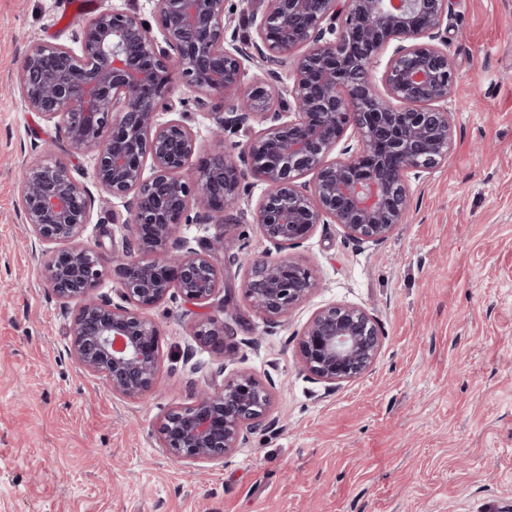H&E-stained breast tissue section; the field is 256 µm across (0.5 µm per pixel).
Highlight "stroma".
<instances>
[{
  "mask_svg": "<svg viewBox=\"0 0 512 512\" xmlns=\"http://www.w3.org/2000/svg\"><path fill=\"white\" fill-rule=\"evenodd\" d=\"M71 2L0 0V512H512V0H449L448 159L411 181L409 210L381 244L330 223L289 249L316 286L288 322L253 311L244 270L226 263L265 255L258 224L178 227L194 245L223 236L213 262L225 290L149 310L160 362L138 399L70 357L72 309L46 283L20 202L26 166L65 164L91 187L82 243L122 255L126 212L91 186L94 152H70L15 82L33 44L74 46L90 17ZM171 97L159 119L187 114L190 177L216 150V120L234 99L179 78ZM331 303L366 309L384 336L373 368L333 389L298 358L304 325ZM213 316L234 329L220 350L194 336ZM243 372L271 390L268 429L221 460L172 459L159 417Z\"/></svg>",
  "mask_w": 512,
  "mask_h": 512,
  "instance_id": "stroma-1",
  "label": "stroma"
}]
</instances>
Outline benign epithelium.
Masks as SVG:
<instances>
[{
  "label": "benign epithelium",
  "mask_w": 512,
  "mask_h": 512,
  "mask_svg": "<svg viewBox=\"0 0 512 512\" xmlns=\"http://www.w3.org/2000/svg\"><path fill=\"white\" fill-rule=\"evenodd\" d=\"M252 19L257 39L226 35L224 0H158L161 37L134 11L95 16L74 50L33 45L16 83L27 108L62 118L72 151L92 150L96 184L124 200L128 231L139 251L109 258L79 242L88 221L86 188L58 162L29 167L20 196L26 224L45 256L46 281L64 303H75L69 351L112 393H149L159 367L158 326L143 315L178 295L210 300L219 281L211 251L175 238L182 224L218 221L229 229L246 219L242 184H266L255 223L276 255L232 264L245 267L243 296L258 313L286 322L314 287L308 268L282 254L319 224H338L359 243L379 244L403 222L410 178L447 160L453 145L448 98L455 74L448 57V0H264ZM396 42L380 77V53ZM257 55L274 76L291 66L280 89L245 83V62ZM196 92L232 94L237 104L218 119L222 143L251 120L270 122L244 143L238 160L224 151L183 175L196 141L187 114L173 110V77ZM150 175H145V162ZM312 175V180L305 177ZM126 305L92 297L107 271ZM230 334L210 318L194 335L221 348ZM383 336L362 308L329 304L304 327L302 368L331 385L355 379L377 361ZM270 390L250 374L201 390L193 404L165 412L161 447L176 460L224 458L247 439L245 426H266Z\"/></svg>",
  "instance_id": "obj_1"
}]
</instances>
